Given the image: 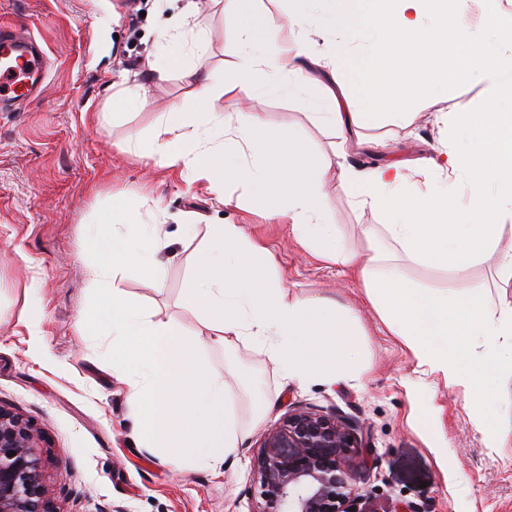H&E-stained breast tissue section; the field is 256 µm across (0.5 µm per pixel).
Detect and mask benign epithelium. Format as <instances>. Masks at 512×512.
I'll return each mask as SVG.
<instances>
[{
  "label": "benign epithelium",
  "instance_id": "1",
  "mask_svg": "<svg viewBox=\"0 0 512 512\" xmlns=\"http://www.w3.org/2000/svg\"><path fill=\"white\" fill-rule=\"evenodd\" d=\"M357 447L336 418L288 415L266 434L256 458L258 512H363L348 484ZM44 448V435L30 420L0 406V512H57L45 483Z\"/></svg>",
  "mask_w": 512,
  "mask_h": 512
}]
</instances>
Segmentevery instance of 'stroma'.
<instances>
[{"label": "stroma", "mask_w": 512, "mask_h": 512, "mask_svg": "<svg viewBox=\"0 0 512 512\" xmlns=\"http://www.w3.org/2000/svg\"><path fill=\"white\" fill-rule=\"evenodd\" d=\"M188 2L173 0L162 13L156 0H137L132 17L125 0H0V23L26 27L51 64L39 98L0 112V406L22 413L45 435V479L62 512H257L255 459L263 437L298 410L341 420L361 440L368 458L354 460L349 486L371 512H512V437L489 442L469 418L464 392L417 363L353 273L317 258L290 225L267 218L266 205L247 189L234 187L239 202L227 207L205 184L187 183L179 172L126 151L132 137L149 145L161 113L181 99L179 71L151 81L139 106L104 119L113 90L148 78L169 14L183 13ZM196 2L183 27L202 36L187 62L233 81L227 63L235 46L227 32L240 20L218 0ZM471 66L469 47L449 50L448 69L458 80L394 96L390 111L417 113L415 128L373 124L367 133L383 139V147L352 149L351 163L434 153L445 135L433 115L475 112L483 103V83L466 76ZM210 109L262 113L267 131L286 129L298 144L332 151L333 131L310 119L302 98L258 99L239 86ZM324 194L326 222L349 248L365 250L361 225L383 223V216L359 208L336 181ZM116 198L130 200L167 241L157 254L165 265L160 284L137 270L121 280L127 298L156 319L190 337L206 334L204 319L184 304L192 270L209 225L243 224L273 258L269 280L355 313L358 355L369 374L358 385L301 386L249 344L207 347L203 362L235 394L245 438L220 470L173 471L161 451L138 438L127 387L106 358L111 337L78 331L96 307L88 273L91 239L104 230L96 218ZM407 275L452 294L476 288L490 304L499 302L488 263L462 281L414 265Z\"/></svg>", "instance_id": "stroma-1"}]
</instances>
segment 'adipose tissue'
I'll list each match as a JSON object with an SVG mask.
<instances>
[{
    "mask_svg": "<svg viewBox=\"0 0 512 512\" xmlns=\"http://www.w3.org/2000/svg\"><path fill=\"white\" fill-rule=\"evenodd\" d=\"M262 2H225L227 12L249 20L231 32L237 43L231 68L258 97L310 90L312 119L336 134L332 157L296 144L283 153L270 151L260 113L221 117L208 111L211 100L234 86L184 66L189 42L183 35L167 40L157 73L180 70L184 102L162 114L150 148L131 140L126 150L206 183L224 204L232 202L230 180L261 198L269 214L290 224L319 259L361 280L388 330L445 385L464 391L479 430L505 437L512 429L499 413L512 402L501 392L512 383V299L494 309L479 293L425 288L409 280L405 266L464 274L490 260L498 288H512V237L504 235L512 221V113L492 109L512 101V17H494L497 46H479L474 54L473 70L485 82V111L437 113L448 140L435 155L360 168L347 158L353 145L366 142L367 115L354 110L340 80L343 68L359 59L373 74L365 95L382 106L397 93L415 92L416 64L444 79L449 47L472 40L470 0H305L306 9L288 15L296 31L289 40L278 25L251 26ZM426 16L436 19L432 29L422 26ZM357 34L371 41V51L354 47ZM322 71L329 81L319 79ZM217 124L224 129L218 143L209 137ZM247 151L260 156V163L241 162ZM332 179L353 189L360 208L388 218L364 225L367 253L348 249L324 219L323 187ZM100 221L116 230L92 240L93 278L134 265L159 283L164 268L155 254L162 240L154 225L140 221L125 199L114 200ZM268 259V250L249 238L244 225H213L186 297L189 308L205 315L207 338L188 337L175 323L155 320L117 284L100 290L96 314L80 323L84 335L111 337L112 362L126 373L141 441L170 449L175 471L219 469L243 441L224 378L199 362L209 345L250 342L300 383L359 381L370 371L355 353L354 315L331 299H306L269 281Z\"/></svg>",
    "mask_w": 512,
    "mask_h": 512,
    "instance_id": "1",
    "label": "adipose tissue"
}]
</instances>
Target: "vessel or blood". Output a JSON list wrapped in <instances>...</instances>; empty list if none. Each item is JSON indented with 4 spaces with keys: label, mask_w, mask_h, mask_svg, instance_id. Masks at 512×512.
Segmentation results:
<instances>
[{
    "label": "vessel or blood",
    "mask_w": 512,
    "mask_h": 512,
    "mask_svg": "<svg viewBox=\"0 0 512 512\" xmlns=\"http://www.w3.org/2000/svg\"><path fill=\"white\" fill-rule=\"evenodd\" d=\"M47 77L42 49L18 26L0 27V112L38 97Z\"/></svg>",
    "instance_id": "vessel-or-blood-1"
}]
</instances>
